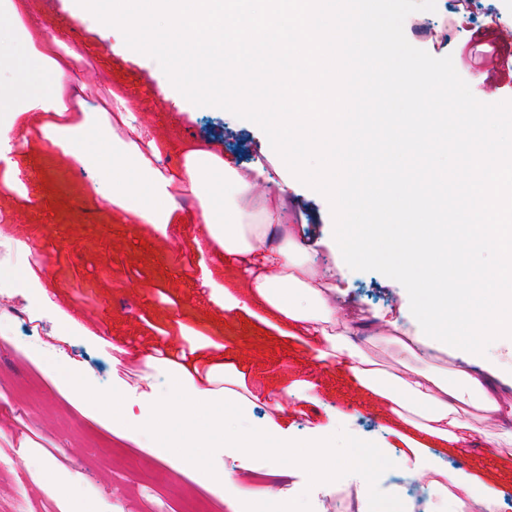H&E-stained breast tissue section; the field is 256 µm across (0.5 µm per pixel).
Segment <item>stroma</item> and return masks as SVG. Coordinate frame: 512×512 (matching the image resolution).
<instances>
[{
	"label": "stroma",
	"mask_w": 512,
	"mask_h": 512,
	"mask_svg": "<svg viewBox=\"0 0 512 512\" xmlns=\"http://www.w3.org/2000/svg\"><path fill=\"white\" fill-rule=\"evenodd\" d=\"M453 5L454 0H392L393 52L426 58L442 76V83L420 90L427 105L465 112L478 102L483 76L463 69L459 45L470 37L471 26L449 31ZM47 20L65 47L82 52L86 80L72 90L78 109L59 116L30 113L23 131L27 144L17 150L22 184L10 189L0 183V223L10 230L0 236V250L13 253L0 261V273L36 276L39 289L51 298L43 307L35 299L37 289L19 288L13 295L33 307L41 330L37 336L25 322H9V303L0 300V326L9 333L0 339V512H180L186 498L212 492V484L195 483L190 474L172 477L169 461L189 459L214 474L231 465L224 433L211 429L209 417L236 418L233 403H213L199 412L194 425L206 440L194 448L185 440L180 419L160 428L153 418L125 419L92 401L116 389L127 399L163 400L171 389L170 354L178 348L190 350V365L203 368L220 356L214 384L253 399L248 424L272 416L265 391L291 390L282 413L290 438L301 447L327 435L338 468L355 474L362 485L382 486L401 464L432 462L469 474L498 512H512L511 444L466 452L429 436L393 414L346 367L322 356L319 346L274 313L255 305L225 309L220 297L203 288L201 274L207 267L238 299L247 297L245 277L220 265L213 249L198 248V202L191 194L174 188L175 223L145 235L139 220L119 216L94 193L100 175L96 166H77L68 174L58 169L56 154L41 133L46 121L75 125L90 117L124 141L136 140L114 110L120 95L139 126L166 144L156 162L161 171L182 163L187 146L200 145L233 166L262 167V189L278 190L287 175L285 164L268 149L266 129L249 114L207 107L203 86L190 96L173 85L159 87V80L183 62L133 48L142 36L138 26L107 30L100 18L74 16L71 0H12L0 6V29L6 31L26 29L34 35ZM448 33L453 44L435 51ZM126 42L131 45L127 54L114 53V45ZM63 179L66 195L52 198L54 185ZM363 220L358 212L335 211L327 198L303 186L290 193L283 218L295 225L300 245L313 247L319 275L365 314L397 320L400 336L414 342L413 355L406 356L377 337L356 339L366 356L394 374L410 367L462 368L461 360L424 344L428 332L423 323L403 316L412 295L396 275L390 253L344 266L338 254L341 227ZM22 241L28 251L19 250ZM81 316L97 321L107 339H100V332L70 328V321ZM157 345L167 354L155 368H147L144 355ZM72 367L82 374L77 395L56 380ZM162 441L169 446L167 456L146 461L145 448ZM359 446L376 451L364 467L351 457ZM47 464L52 476L42 487H31V472ZM336 481L333 475L313 480L302 469L290 476L282 496L295 512H310L316 494L334 497Z\"/></svg>",
	"instance_id": "35a3bbf8"
}]
</instances>
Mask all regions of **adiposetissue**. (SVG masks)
<instances>
[{
	"mask_svg": "<svg viewBox=\"0 0 512 512\" xmlns=\"http://www.w3.org/2000/svg\"><path fill=\"white\" fill-rule=\"evenodd\" d=\"M388 13L380 0H112L108 23L113 28L134 22L160 26L167 52L177 57L183 56L185 43H192L194 56L218 70L217 89L209 99L214 108L248 109L255 97L273 99L276 110L258 115L273 132L271 147L287 158L300 147L316 155L318 165H299V179L310 191L328 195L340 212L357 208L366 215L364 223L342 227L346 256L360 260L396 243L398 270L415 295V316L433 335L449 337L456 358L485 360L491 376H496L502 371L497 358L473 346L460 348L457 339L476 336L512 351V137L496 141L488 151L472 153L464 187L454 194L421 192V182L448 180L447 169L430 165L424 180L408 177L382 196L364 200L355 194L354 185L363 164L384 151L386 142L369 133L365 112L317 109L338 94L358 99L366 84H396L413 103L420 86L440 82V75L424 60L394 73L376 61L362 65L364 52L377 51L379 25ZM14 42V33L0 32V54L15 63L13 92L0 95V182L10 188L21 174L13 149L28 112L57 111L68 89V74L83 59L72 50L60 61L52 48L31 53L17 49ZM388 109V123L403 135V156L427 154L432 146L466 129L512 123V113L499 111L494 101L485 104L482 115L460 112L453 118L440 111L403 112L394 103ZM43 134L75 163L100 164L104 176L96 194L143 223L162 228L170 224L175 210L172 188L187 184L200 199L199 221L218 243L225 263L247 272L252 300L278 313L313 343L327 345L392 413L428 435L465 445L503 442L502 434L480 425L489 417L512 422V403L500 397L489 378L463 370L450 374L437 367L392 375L352 345L353 315L335 287L318 277L293 234L268 245L271 230L282 224L288 195L283 190H260L261 169L241 170L197 149L186 154L182 168L166 176L150 161L159 152L154 139H145L140 147L115 145L96 158L86 152L85 143L105 140V131L97 126L48 123ZM452 243L462 253H496L497 267L478 274L467 263H449ZM214 397L213 390L197 384L192 369L183 368L165 402L133 407L120 401L116 408L128 418L139 409L161 423L172 415L189 420ZM268 432L265 424L242 425L229 434L227 445L235 463L222 478L237 482L239 490L237 499L226 500L228 512H237L241 497L280 496L278 485L254 488L246 482L254 455L267 446ZM334 453L322 440L301 451L289 437H282L277 474L285 477L305 469L312 478H321ZM439 473L433 465L402 471L405 479L451 497L453 512L491 508L488 498L474 493L467 473L453 474L446 484Z\"/></svg>",
	"mask_w": 512,
	"mask_h": 512,
	"instance_id": "adipose-tissue-1",
	"label": "adipose tissue"
}]
</instances>
